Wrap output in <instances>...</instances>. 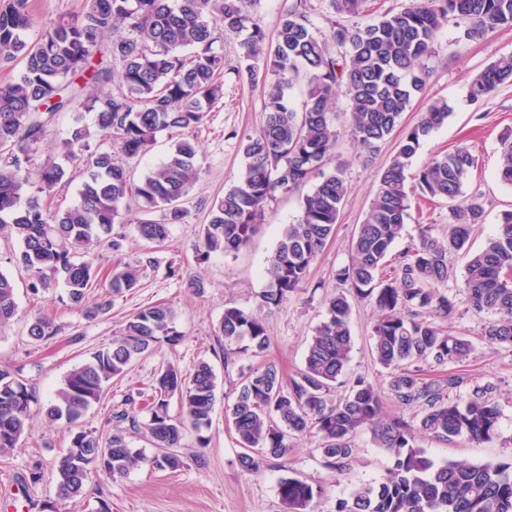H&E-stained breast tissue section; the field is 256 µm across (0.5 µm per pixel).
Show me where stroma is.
<instances>
[{"mask_svg": "<svg viewBox=\"0 0 512 512\" xmlns=\"http://www.w3.org/2000/svg\"><path fill=\"white\" fill-rule=\"evenodd\" d=\"M298 1L303 2L315 34L323 40L329 39L335 24L352 27L373 21L406 2L366 0L356 15L338 12L331 0H253L251 10L271 38L281 16ZM434 46L435 54L428 62L431 74L423 93L374 152H365L352 143L348 100L344 91H337L330 106L337 131L334 161L342 166L350 191L332 236L310 267L307 282L288 301L267 313L269 342L262 354L240 353L232 361H225L224 343L217 338L218 325L225 308L256 309L258 295L268 282L269 259L282 231L302 214V195L276 193L266 206L265 223L238 252L207 255L199 251L201 229L209 221L213 201L243 178L241 141L258 133L266 117L264 86L250 84L234 71H225L220 78L223 98L208 112L203 124L187 133L198 145L199 177L181 201L187 212L184 223L171 225L168 238L159 245L141 240L133 223L118 224L114 230L124 237L121 252H112L104 244L97 248V264L105 271L120 262L152 261L138 287L114 297L105 313L86 318L83 307L71 304L60 281L44 293L32 294L30 273L15 260L19 241L0 233V272L13 280L17 301L14 317L0 327V365L16 371L39 398L29 431L10 454L0 456V512H14L19 499L28 502L29 512H97L104 500L112 512H285L277 483L288 476L313 487V512H336L337 501L347 497L354 485L377 480L385 473L389 459L365 429L354 436L355 452L344 471L328 468L315 440L308 438L296 440L285 457L267 458L258 472L243 471L238 461L241 449L234 430L225 422V410L234 403L241 375L249 368L273 363L290 377L303 367L308 341L325 317L329 298L345 290L337 272L349 261L351 242L372 202L379 176L395 157L404 131L419 121L428 104L445 99L454 111L423 142L412 160L407 182L411 207L396 249L417 239L423 224L433 225L437 236L447 235L451 221L448 200L421 197L414 176L434 157L458 144H467L476 158L465 181L464 195L479 199L484 207L483 219L470 236L471 250L480 249L495 231L502 211L512 209V187L503 185L497 176L501 165L499 140L512 131V82L499 86L479 105L468 96L469 83L480 70L512 53V28H498L483 38L468 40L457 19L452 18L436 32ZM466 261L462 252L448 257L452 270L448 291L458 306L451 328L470 339L474 349L464 363H425L421 369L428 380L458 373L472 382H492L493 396L501 409L499 434L484 443L465 438L450 442L423 438L419 444L438 462L506 460L512 458V347L482 341L490 317L473 314L469 308L464 284ZM173 266L178 269L174 276L169 273ZM194 280L202 282L201 290L191 288ZM158 303L175 311L181 341L173 346L159 344L134 361L123 377L112 381L101 400L92 404L81 428L100 438L111 435L113 411L123 407L129 395L146 390L159 369L172 365L188 377L205 361L216 375L212 423L205 432L207 446L199 447L195 437H186L180 449L183 468L171 472L141 466L116 479L96 476L88 482L84 494L73 500H58L51 479L30 484L33 462L38 460L44 468H51L71 439L65 424L46 420L44 405L54 398L71 369L119 336L128 316ZM351 306L354 347L347 375L364 376L379 390H387L389 371L371 350V331L378 312L365 300H352ZM38 317L52 320L58 334L44 341L33 340L28 328Z\"/></svg>", "mask_w": 512, "mask_h": 512, "instance_id": "1", "label": "stroma"}]
</instances>
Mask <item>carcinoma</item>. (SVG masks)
I'll use <instances>...</instances> for the list:
<instances>
[{"instance_id":"carcinoma-1","label":"carcinoma","mask_w":512,"mask_h":512,"mask_svg":"<svg viewBox=\"0 0 512 512\" xmlns=\"http://www.w3.org/2000/svg\"><path fill=\"white\" fill-rule=\"evenodd\" d=\"M250 0H87L81 15L62 18L31 41L34 26L28 0H10L0 10V62L20 65L12 80L0 84V224L9 225L20 243L17 261L31 272L37 295L63 276L69 300L85 306L96 318L112 300L91 305L88 292L98 278L91 257L95 246L109 241L114 224L124 221L126 200L137 198L141 217L138 236L161 244L169 225L180 224V202L197 178V145L182 138L203 123L222 98L218 83L224 73V53L215 43L227 33L248 32L234 70L251 84L279 81L267 91L263 128L242 142L246 170L240 184L224 193L210 209L201 231L205 255L227 254L246 247L265 217L269 200L280 191L313 183L302 199V216L289 224L270 258L268 283L255 311L224 308L218 327L224 339V361L241 352L262 353L268 330L261 312L279 307L307 281L310 267L334 232L349 186L339 166L330 167L337 132L328 106L342 87L349 101L348 133L360 148L370 150L388 137L401 115L424 90L430 76L427 61L434 53L436 31L453 16L465 24L470 39L500 27H512V0H407L401 9L354 27H333L330 39L339 52L313 32L301 6L285 13L275 39L251 17ZM109 38L107 52L122 65L121 87L114 92L112 68L93 64L100 42ZM305 70L306 100L301 110L285 99L283 85ZM512 82V55L501 56L472 80L469 97L478 103L500 85ZM76 114L63 141L64 158L83 167L85 178L77 199L64 210L23 198L27 185L49 193L67 178L58 163L34 166L35 156L56 114ZM94 114L91 124L82 113ZM452 114L442 99L430 104L420 121L399 144L392 163L380 175L375 196L356 237L349 263L337 276L347 288L329 299L325 319L311 337L304 368L284 378L273 363L242 376L226 418L243 452L240 467L257 471L263 460L288 455L294 441L317 442L326 465L343 471L354 455L353 437L368 429L390 461L378 481L363 483L339 500L336 512H512V458L486 463L435 462L418 444L421 435L440 441L465 437L493 440L501 411L492 397L493 384H472L460 374L425 380L414 362L437 366L461 363L473 351L469 339L447 332L438 321L451 323L457 315L448 281V255L469 254L466 287L470 309L490 312L482 339L489 345L512 347V210L501 214L496 231L483 247H468L472 226L482 221L483 208L468 199L463 186L475 165L461 143L437 156L417 174L422 193L453 203L448 238L433 235L432 225L420 228L418 241L395 253L407 217L406 181L411 159L422 142ZM165 133L170 146L165 159L139 180L112 155L118 145L127 157L146 151L156 134ZM97 138L107 147L88 152ZM499 181L512 186V133L500 138ZM160 211L162 218L151 214ZM141 265L113 269L108 294L136 288ZM367 300L379 311L372 327V351L392 370L388 396L401 407H420L418 421L381 416L379 391L362 376L345 377L353 348L348 296ZM16 311L14 285L0 273V324ZM29 336L43 340L55 335L50 320L38 317ZM182 339L174 311L165 305L147 306L126 320L121 336L93 353L64 378L55 400L45 408L52 422L69 427L100 400L107 384L126 373L133 361L161 343ZM339 385L345 393L329 399ZM215 374L207 362L190 378L172 366L160 370L152 385L150 418L145 424L154 448L150 456L131 448L130 430L139 427L125 409L112 414V434L104 441L83 430L54 464L52 476L59 499L82 496L89 479L112 478L146 465L176 471L184 466L179 453L188 433L199 446L211 425ZM177 398L180 412L169 414ZM37 396L18 374L0 367V455L9 454L29 430ZM278 493L288 512H307L315 491L296 478L284 477Z\"/></svg>"}]
</instances>
